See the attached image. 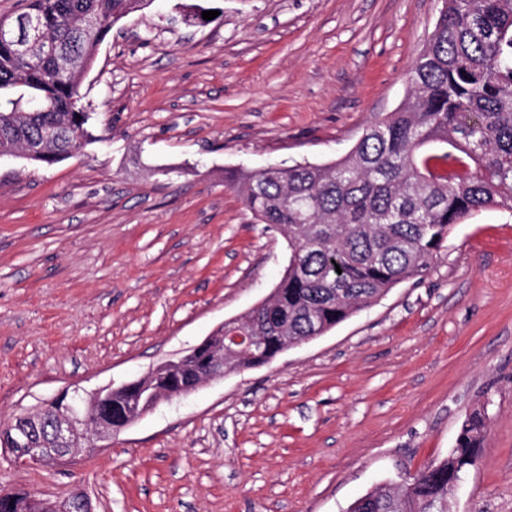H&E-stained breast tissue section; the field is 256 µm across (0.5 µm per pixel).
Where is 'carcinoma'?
Here are the masks:
<instances>
[{
    "label": "carcinoma",
    "instance_id": "1",
    "mask_svg": "<svg viewBox=\"0 0 512 512\" xmlns=\"http://www.w3.org/2000/svg\"><path fill=\"white\" fill-rule=\"evenodd\" d=\"M151 0H26L54 55L0 44V153L47 143L52 166L95 138L83 77L112 25ZM414 58L404 102L370 123L327 163L232 170L225 184L262 224L284 234L288 265L258 312L224 325L269 337L261 357L323 336L396 284L424 276L455 225L487 208L512 212V0H444ZM93 19L86 33L79 25ZM487 407L463 421L451 454L393 487L355 499L346 512H448L452 482L478 467ZM0 512H41L33 494L0 487Z\"/></svg>",
    "mask_w": 512,
    "mask_h": 512
}]
</instances>
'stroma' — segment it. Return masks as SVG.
<instances>
[{
  "label": "stroma",
  "instance_id": "1",
  "mask_svg": "<svg viewBox=\"0 0 512 512\" xmlns=\"http://www.w3.org/2000/svg\"><path fill=\"white\" fill-rule=\"evenodd\" d=\"M217 10L182 23L190 6ZM442 0H153L100 45L96 138L49 167L0 159V423L119 385L264 301L284 236L225 171L343 156L395 111ZM480 465L448 512H512V212L455 226L423 277L324 336L161 403L70 462L0 486L94 512H345L448 456Z\"/></svg>",
  "mask_w": 512,
  "mask_h": 512
}]
</instances>
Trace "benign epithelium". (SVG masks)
I'll list each match as a JSON object with an SVG mask.
<instances>
[{
  "instance_id": "7a95c632",
  "label": "benign epithelium",
  "mask_w": 512,
  "mask_h": 512,
  "mask_svg": "<svg viewBox=\"0 0 512 512\" xmlns=\"http://www.w3.org/2000/svg\"><path fill=\"white\" fill-rule=\"evenodd\" d=\"M30 37L41 43L45 54L52 53V46L42 36L37 21H0V41L12 42L24 51ZM259 342L260 337L247 336L237 329L226 336L221 326L186 354L156 365L137 379L116 387L104 386L85 397L77 391L71 395L63 390L35 411L16 416V420L35 423L44 417L51 419L52 444L67 455L78 448H103L115 433L156 409L161 402L184 397L204 383L224 378L227 351L254 350ZM193 371L197 372L196 381L186 390L154 386L153 380L159 376ZM145 392L151 399L148 406L140 404ZM0 441L10 450L14 464L19 467L45 465L59 459L50 449L36 445L29 432L21 428L15 434L1 435Z\"/></svg>"
}]
</instances>
